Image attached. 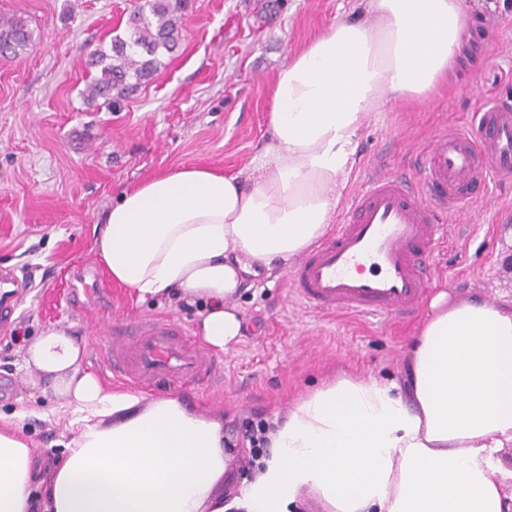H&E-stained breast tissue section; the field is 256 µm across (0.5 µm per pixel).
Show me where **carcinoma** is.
<instances>
[{
    "label": "carcinoma",
    "instance_id": "obj_1",
    "mask_svg": "<svg viewBox=\"0 0 512 512\" xmlns=\"http://www.w3.org/2000/svg\"><path fill=\"white\" fill-rule=\"evenodd\" d=\"M182 0H142L130 13L125 34L112 38L110 52L97 51L91 66L100 75L86 84L84 99L107 109L120 104L136 88L150 82L162 67V53L180 41ZM32 39L28 22L0 14V56L18 57Z\"/></svg>",
    "mask_w": 512,
    "mask_h": 512
}]
</instances>
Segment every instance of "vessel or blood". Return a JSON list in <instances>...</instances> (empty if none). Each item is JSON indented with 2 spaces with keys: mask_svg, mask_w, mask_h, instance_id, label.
I'll list each match as a JSON object with an SVG mask.
<instances>
[{
  "mask_svg": "<svg viewBox=\"0 0 512 512\" xmlns=\"http://www.w3.org/2000/svg\"><path fill=\"white\" fill-rule=\"evenodd\" d=\"M417 178H369L351 196L335 234L289 272L291 297L305 309L369 317L415 312L432 284L428 255L447 227L439 213L464 203V187L512 183V103L480 106L459 132L434 136L415 155ZM23 283L0 269V322L10 319ZM141 389L205 375L206 352L171 319L115 327L101 367Z\"/></svg>",
  "mask_w": 512,
  "mask_h": 512,
  "instance_id": "vessel-or-blood-1",
  "label": "vessel or blood"
}]
</instances>
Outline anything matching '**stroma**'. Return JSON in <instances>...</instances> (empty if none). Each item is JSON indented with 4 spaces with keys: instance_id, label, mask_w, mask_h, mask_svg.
I'll return each mask as SVG.
<instances>
[{
    "instance_id": "1",
    "label": "stroma",
    "mask_w": 512,
    "mask_h": 512,
    "mask_svg": "<svg viewBox=\"0 0 512 512\" xmlns=\"http://www.w3.org/2000/svg\"><path fill=\"white\" fill-rule=\"evenodd\" d=\"M135 0H0V13L28 20L33 45L0 57V265L26 286L10 324L0 325V414H19V433L42 457L71 437L54 409L50 381L24 362L43 331H67L95 372L115 324L172 318L195 345L203 302H139L113 284L93 251L94 228L128 188L179 166L244 168L268 134L273 80L288 59L336 21L358 16L356 0H188L177 49L118 110L87 104L89 60L122 33ZM468 49L447 87L419 104L392 99L361 128L341 196L373 172L408 174L432 136L465 127L483 102L512 100V0H464ZM451 215L446 244L428 258L433 291L474 295L512 309V187ZM282 272L246 275L235 300L242 331L212 354L216 377L159 383L145 399L177 396L224 425L236 442L246 421L287 415L306 391L344 373L403 380L409 345L427 307L409 316H326L292 303Z\"/></svg>"
}]
</instances>
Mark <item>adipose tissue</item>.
Segmentation results:
<instances>
[{
  "label": "adipose tissue",
  "mask_w": 512,
  "mask_h": 512,
  "mask_svg": "<svg viewBox=\"0 0 512 512\" xmlns=\"http://www.w3.org/2000/svg\"><path fill=\"white\" fill-rule=\"evenodd\" d=\"M278 71L268 136L236 172L179 167L126 190L94 240L112 281L138 300L202 298L204 340L242 328L231 300L245 273L286 269L334 223L339 189L372 111L420 103L465 42L460 0H361ZM411 345L405 383L344 376L296 401L271 452L232 502L221 422L176 396L144 401L81 370V347L51 329L25 360L50 379L72 436L41 459L0 421V512H512V311L438 295Z\"/></svg>",
  "instance_id": "obj_1"
}]
</instances>
